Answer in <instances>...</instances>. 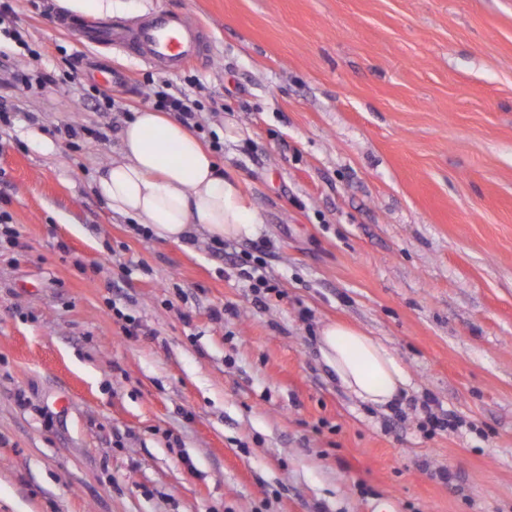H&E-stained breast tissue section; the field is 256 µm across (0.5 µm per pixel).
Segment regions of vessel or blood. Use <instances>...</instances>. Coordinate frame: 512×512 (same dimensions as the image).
Listing matches in <instances>:
<instances>
[{
    "label": "vessel or blood",
    "mask_w": 512,
    "mask_h": 512,
    "mask_svg": "<svg viewBox=\"0 0 512 512\" xmlns=\"http://www.w3.org/2000/svg\"><path fill=\"white\" fill-rule=\"evenodd\" d=\"M72 28L89 41L131 52L167 73L181 72L206 56L205 39L199 28L176 12L149 15L134 28L107 20L76 22Z\"/></svg>",
    "instance_id": "1"
}]
</instances>
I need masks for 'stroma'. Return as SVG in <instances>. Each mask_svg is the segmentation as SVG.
<instances>
[{
    "label": "stroma",
    "instance_id": "35a3bbf8",
    "mask_svg": "<svg viewBox=\"0 0 512 512\" xmlns=\"http://www.w3.org/2000/svg\"><path fill=\"white\" fill-rule=\"evenodd\" d=\"M10 3L0 512H512V0H133L119 22L206 32L177 74L57 28L55 0ZM83 60L125 72L111 108L89 107ZM162 82L261 219L223 255L91 189ZM328 323L386 344L400 409L337 382ZM426 401L462 428L425 434Z\"/></svg>",
    "mask_w": 512,
    "mask_h": 512
}]
</instances>
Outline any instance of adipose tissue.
Instances as JSON below:
<instances>
[{
  "label": "adipose tissue",
  "mask_w": 512,
  "mask_h": 512,
  "mask_svg": "<svg viewBox=\"0 0 512 512\" xmlns=\"http://www.w3.org/2000/svg\"><path fill=\"white\" fill-rule=\"evenodd\" d=\"M92 189L114 213L175 243L198 226L212 238L231 239L251 235L259 222L238 179L224 173L198 136L148 109L126 122L117 155ZM318 348L340 384L362 402H400L408 377L381 341L336 323L321 329Z\"/></svg>",
  "instance_id": "ef3b65f1"
}]
</instances>
